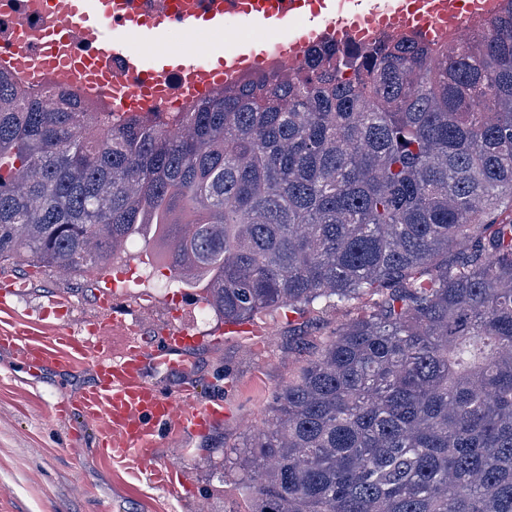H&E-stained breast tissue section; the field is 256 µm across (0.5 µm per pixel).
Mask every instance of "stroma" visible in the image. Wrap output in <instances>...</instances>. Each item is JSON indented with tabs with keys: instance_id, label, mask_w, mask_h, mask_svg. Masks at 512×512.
Wrapping results in <instances>:
<instances>
[{
	"instance_id": "35a3bbf8",
	"label": "stroma",
	"mask_w": 512,
	"mask_h": 512,
	"mask_svg": "<svg viewBox=\"0 0 512 512\" xmlns=\"http://www.w3.org/2000/svg\"><path fill=\"white\" fill-rule=\"evenodd\" d=\"M170 279L140 240L127 243L122 257L88 283L55 266L0 268V291H9L25 322L82 328L124 318L123 329L111 335L113 353L133 339L152 345L178 328L198 336L197 345L179 352L186 370L155 369L149 377L164 391L189 387L198 404L223 411L203 433L160 430L158 463L180 465L187 479L186 487L163 489L107 461L94 427L81 424L71 409L90 378L89 366L35 379L0 347V512H245V492L225 457L249 443L275 393L360 304L305 313L281 309L235 326L205 310L197 289ZM113 280L118 287L107 307L101 293Z\"/></svg>"
}]
</instances>
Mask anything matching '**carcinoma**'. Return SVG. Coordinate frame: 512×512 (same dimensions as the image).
I'll return each mask as SVG.
<instances>
[{
  "label": "carcinoma",
  "instance_id": "obj_1",
  "mask_svg": "<svg viewBox=\"0 0 512 512\" xmlns=\"http://www.w3.org/2000/svg\"><path fill=\"white\" fill-rule=\"evenodd\" d=\"M78 98L0 70L1 264L91 280L140 239L235 325L376 297L238 454L250 512H512V0L180 112Z\"/></svg>",
  "mask_w": 512,
  "mask_h": 512
}]
</instances>
